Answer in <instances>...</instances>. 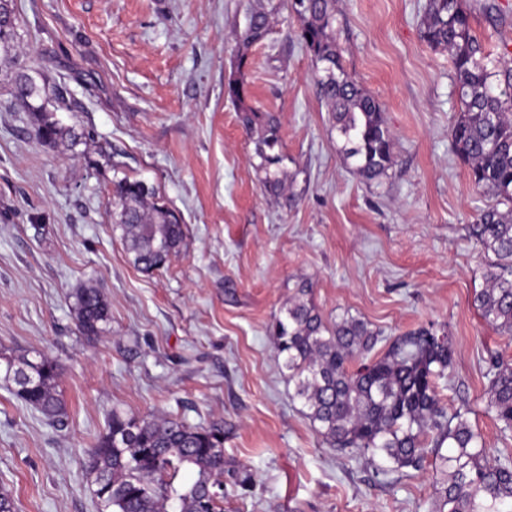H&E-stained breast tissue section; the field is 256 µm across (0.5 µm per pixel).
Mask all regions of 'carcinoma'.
Returning a JSON list of instances; mask_svg holds the SVG:
<instances>
[{
	"instance_id": "1",
	"label": "carcinoma",
	"mask_w": 512,
	"mask_h": 512,
	"mask_svg": "<svg viewBox=\"0 0 512 512\" xmlns=\"http://www.w3.org/2000/svg\"><path fill=\"white\" fill-rule=\"evenodd\" d=\"M335 0H289L300 19L319 96L330 114L341 152L355 171L371 182L393 164V134L381 106L343 68L333 33ZM281 0L249 7L236 34L237 69L249 49L268 35L269 16ZM14 0H0V69L13 67ZM427 44L448 51L460 103L451 127L456 155L469 167L474 185L494 199L469 226L471 238L492 253L483 271L484 286L473 305L484 321L512 335V67L485 52L475 34L465 0H429L421 19ZM225 95L237 105L247 131L259 126L257 169L266 192L287 206L297 201L286 191L289 178L279 126L268 112L248 104L249 85L232 78ZM15 102L31 112L35 134L45 145L69 147L77 136L47 111L71 109L60 91L48 97L28 74L14 79ZM155 192L140 181L113 188V223L121 231L133 263L143 271L161 268L178 252L184 230L167 208L152 201ZM310 288L297 289L275 321L273 335L295 397L328 447L338 454L381 457L395 468H418L432 454L438 496L436 512H512V461L495 458L483 446L461 411L448 413L438 381L453 363L452 337L443 327L421 326L389 339L384 352L371 356L380 333L349 313L327 322L305 300ZM76 328L91 341L111 321L99 288L75 292ZM0 372L13 395L51 424L67 418L59 391L58 365L32 350L22 356L0 352ZM488 410L503 432L512 431V363L498 356L488 364ZM85 472L100 512H224V427L190 426L176 415L136 416L113 409L104 431L86 450Z\"/></svg>"
}]
</instances>
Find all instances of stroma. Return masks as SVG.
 Returning <instances> with one entry per match:
<instances>
[{
  "label": "stroma",
  "instance_id": "stroma-1",
  "mask_svg": "<svg viewBox=\"0 0 512 512\" xmlns=\"http://www.w3.org/2000/svg\"><path fill=\"white\" fill-rule=\"evenodd\" d=\"M252 0H15L18 68L0 71V351L39 350L59 366L67 410L49 425L0 380V491L16 512H99L84 451L112 408L224 424V458L253 484L224 482V512H434V467L329 448L294 396L272 323L302 284L325 320L361 317L391 338L447 326L453 366L440 385L492 456L512 457L487 408V360L512 336L472 305L489 262L469 224L491 200L470 181L449 130L459 114L447 52L420 21L429 0H336L345 68L381 105L394 163L368 182L344 160L300 19L281 8L245 68L234 33ZM467 0L473 28L512 64V0ZM64 89L73 147L35 136L12 97L16 71ZM242 74L274 114L298 200L264 190L258 133L224 87ZM124 178L156 190L184 226L163 268L133 266L112 223ZM111 310L89 341L74 292Z\"/></svg>",
  "mask_w": 512,
  "mask_h": 512
}]
</instances>
